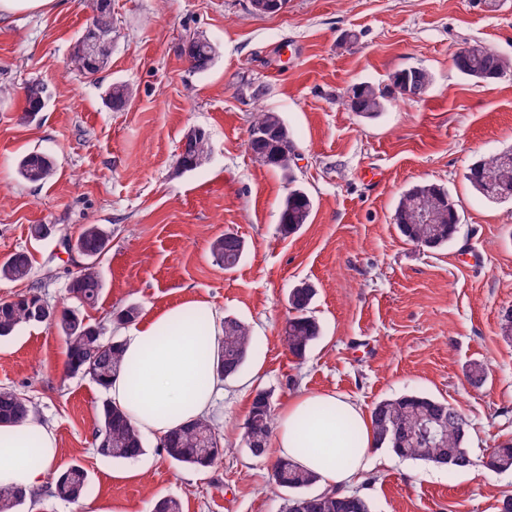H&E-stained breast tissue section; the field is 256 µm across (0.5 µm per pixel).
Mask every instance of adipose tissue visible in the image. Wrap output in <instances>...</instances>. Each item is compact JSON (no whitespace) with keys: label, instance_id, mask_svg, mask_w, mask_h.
Listing matches in <instances>:
<instances>
[{"label":"adipose tissue","instance_id":"ef3b65f1","mask_svg":"<svg viewBox=\"0 0 512 512\" xmlns=\"http://www.w3.org/2000/svg\"><path fill=\"white\" fill-rule=\"evenodd\" d=\"M222 330L207 303L177 306L119 339L123 369L107 389L141 433L161 439L208 415L223 391L216 374ZM370 417L332 393L293 397L277 418L271 455L315 474L321 491L345 493L373 466ZM57 442L37 418L0 424V486L36 491L57 472Z\"/></svg>","mask_w":512,"mask_h":512}]
</instances>
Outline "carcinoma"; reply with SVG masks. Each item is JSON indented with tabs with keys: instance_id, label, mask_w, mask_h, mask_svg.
<instances>
[{
	"instance_id": "carcinoma-1",
	"label": "carcinoma",
	"mask_w": 512,
	"mask_h": 512,
	"mask_svg": "<svg viewBox=\"0 0 512 512\" xmlns=\"http://www.w3.org/2000/svg\"><path fill=\"white\" fill-rule=\"evenodd\" d=\"M91 28L104 37L112 36L114 19L112 13L103 11L93 16ZM182 53L191 68L204 72L214 59L215 49L189 38L182 46ZM455 68L473 80H493L503 76L512 67L506 59L486 45L473 42L458 49L453 59ZM430 84L429 75L419 68L404 69L393 77V89L381 91L366 83L351 88L346 100L350 111L364 119H375L383 112L393 96L402 98L411 94L412 99L422 98ZM107 100L112 109H124L130 99L127 84L114 82L108 86ZM47 87L39 82L25 89L24 112L33 116L41 111ZM248 150L253 160L263 166L282 173L288 182L295 163V143L288 126L274 112H256L249 127ZM209 141L204 133L183 143L179 156L182 169L193 170L208 152ZM52 156L31 152L18 162L19 176L29 183H41L54 172ZM469 180L485 197L506 193L512 196V169H500V155L493 154L476 162L469 173ZM420 197L432 199L436 205L435 224L429 226L419 222L416 200ZM312 210L309 195L300 188H291L284 199L281 211V230L293 232L308 223ZM456 204L448 193L434 185H416L400 199L395 224L400 234L422 249H436L450 241L457 231ZM109 237L98 224H88L74 242L77 253L85 258L71 278L68 294L79 305L93 307L102 290L98 259L108 248ZM212 254L224 269L236 268L242 258L244 245L234 233L218 236L211 246ZM32 275V262L24 251L11 254L0 263V280L23 281ZM315 289L301 283L288 293L289 316L284 326V339L288 351L296 358L306 356L320 334V326L311 311ZM44 298L34 288L17 301H0V337L9 336L24 324H35L40 315L55 323L65 337L67 369L73 374L89 378L105 388L122 367L120 344L104 339V326L91 323L75 309L64 310L57 316L46 314ZM251 333L248 325L235 319L224 318V336L217 351L216 372L222 378L237 375L248 355ZM469 384L483 387L487 369L482 364H473L467 372ZM37 412L35 404L23 394L10 389H0V423H22ZM98 428L95 435L96 451L99 455L115 460H129L144 453L143 440L125 413L112 405L111 399L101 402L97 409ZM371 423L376 447H385L401 458L446 467L450 470L465 469L472 465L466 448L469 421L465 415L445 400L420 394H405L378 402L371 411ZM209 418H197L170 431L162 440L166 454L175 462L194 468H209L224 455L223 443L205 450L200 447L199 432L209 424ZM274 409L270 393L255 391L249 415L244 423V435H250L263 443L261 453H266L274 430ZM407 428L399 434L395 426ZM484 467L491 472L512 471V442L498 444L491 449ZM271 481L277 487L287 489L298 497L313 486L317 477L287 458H278L271 464ZM87 471L73 464L60 472L51 487L52 496L66 502L78 501L85 492ZM311 501L305 512H370L368 502L360 498L354 508L346 506L341 496L334 492L310 495ZM34 496L18 487L0 486V512H19Z\"/></svg>"
}]
</instances>
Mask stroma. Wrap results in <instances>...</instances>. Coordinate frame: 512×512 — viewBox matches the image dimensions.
Masks as SVG:
<instances>
[{
	"label": "stroma",
	"mask_w": 512,
	"mask_h": 512,
	"mask_svg": "<svg viewBox=\"0 0 512 512\" xmlns=\"http://www.w3.org/2000/svg\"><path fill=\"white\" fill-rule=\"evenodd\" d=\"M96 0L0 21V262L17 251L33 259L31 279L0 280V300L39 284L53 304L75 307L67 288L82 261L68 252L85 225L110 244L103 288L84 315L117 335L112 314L137 306L139 321L192 301L247 323L252 346L242 370L224 381L211 415L224 444L207 469L173 462L145 439L135 460L95 454L104 389L66 369L55 325L19 327L0 340V388L24 394L56 436L61 467L82 465L85 495L68 503L42 492L33 512H152L171 497L180 512H286L289 494L270 480V457H254L243 426L255 390L282 408L299 392L332 391L364 410L416 393L456 406L470 423L465 470L373 452L356 482L371 512H498L512 494V471L482 461L512 439V339L499 329L512 307V200L484 197L467 178L473 163L512 149V71L490 82L463 77L456 51L480 42L512 60V0H287L255 14L249 0H112V55L96 80L71 63L73 46ZM202 35L216 48L206 72L180 47ZM415 67L430 77L418 101L397 99L376 119L351 112L347 90L383 88ZM48 97L36 119L23 111L25 85ZM132 97L115 111L108 85ZM275 112L293 133L291 178L254 163L247 150L253 113ZM206 132L210 151L192 171L178 156L187 131ZM38 151L56 161L31 184L17 162ZM313 208L285 235L280 214L290 185ZM447 190L458 231L438 249H420L394 224L402 195L415 185ZM34 224L50 225L43 240ZM235 233L245 244L233 271L216 264L210 244ZM307 282L321 334L304 360L288 352L282 327L288 291ZM486 365L482 388L467 382Z\"/></svg>",
	"instance_id": "1"
}]
</instances>
